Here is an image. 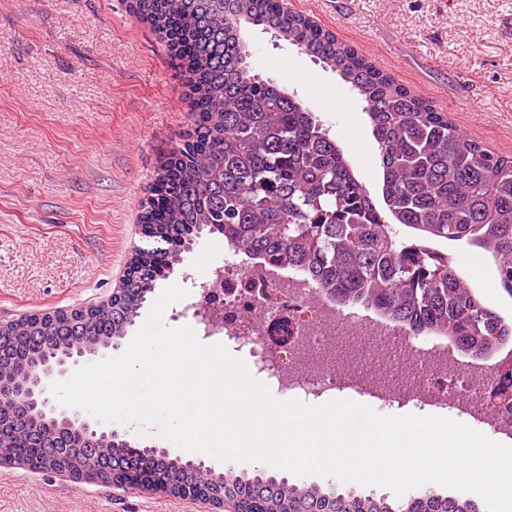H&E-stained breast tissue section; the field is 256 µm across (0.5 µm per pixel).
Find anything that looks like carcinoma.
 I'll use <instances>...</instances> for the list:
<instances>
[{
  "mask_svg": "<svg viewBox=\"0 0 512 512\" xmlns=\"http://www.w3.org/2000/svg\"><path fill=\"white\" fill-rule=\"evenodd\" d=\"M131 14L166 39L189 74L191 128L176 144L142 202L141 223L153 239L131 256L120 294L88 316L53 312L55 320L21 316L0 333V382L26 380L62 349L91 359L114 346L139 316L147 294L203 229L232 250L309 279L340 307L361 304L410 336H437L464 354L491 356L512 339V323L485 303L424 244L398 239L392 223L420 238L466 239L488 252L499 284L512 297V157L488 151L432 102L376 68L353 46L280 0H126ZM278 36L336 71L357 90L372 125L383 172L381 212L353 167L310 108L275 82L251 73L241 25ZM10 452L29 468L93 473L136 469L125 440L96 451L67 447L62 420L52 422L14 403L0 404ZM149 470L162 491L185 497L206 489L244 498V512H480L461 496L424 491L403 504L290 484L268 469L209 471L161 455Z\"/></svg>",
  "mask_w": 512,
  "mask_h": 512,
  "instance_id": "obj_1",
  "label": "carcinoma"
}]
</instances>
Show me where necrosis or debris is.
Returning a JSON list of instances; mask_svg holds the SVG:
<instances>
[{
    "label": "necrosis or debris",
    "mask_w": 512,
    "mask_h": 512,
    "mask_svg": "<svg viewBox=\"0 0 512 512\" xmlns=\"http://www.w3.org/2000/svg\"><path fill=\"white\" fill-rule=\"evenodd\" d=\"M184 282L197 339L248 351L253 377L271 392L306 402L347 390L388 407L450 408L471 427L512 435V396L493 395L497 366L462 363L447 344L339 312L301 276L229 256Z\"/></svg>",
    "instance_id": "necrosis-or-debris-1"
}]
</instances>
